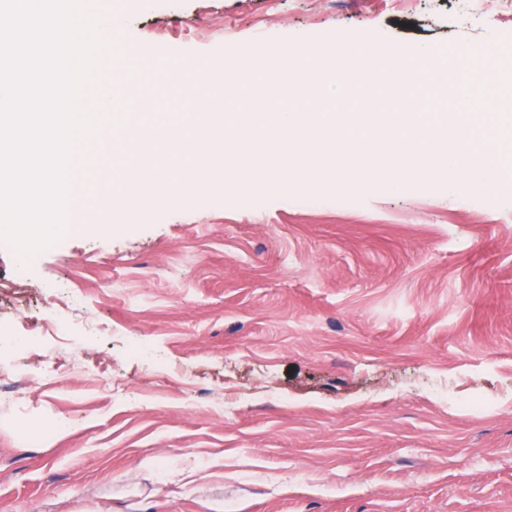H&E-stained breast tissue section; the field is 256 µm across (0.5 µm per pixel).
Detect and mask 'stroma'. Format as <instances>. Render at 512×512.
Wrapping results in <instances>:
<instances>
[{
  "label": "stroma",
  "mask_w": 512,
  "mask_h": 512,
  "mask_svg": "<svg viewBox=\"0 0 512 512\" xmlns=\"http://www.w3.org/2000/svg\"><path fill=\"white\" fill-rule=\"evenodd\" d=\"M155 114L172 66H278L336 29L512 44V0H127ZM331 109L392 87L357 74ZM23 256L0 240V512H512V180L137 197ZM42 334L41 349L25 339ZM147 341L151 353L129 347Z\"/></svg>",
  "instance_id": "1"
}]
</instances>
